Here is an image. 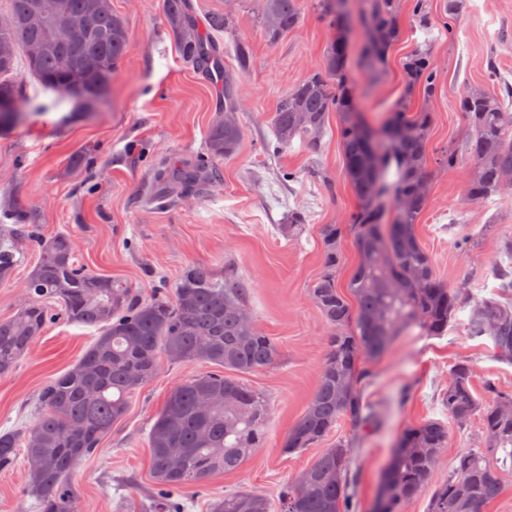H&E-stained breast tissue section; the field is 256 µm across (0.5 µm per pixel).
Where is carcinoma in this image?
Wrapping results in <instances>:
<instances>
[{"label":"carcinoma","instance_id":"cac0c4a2","mask_svg":"<svg viewBox=\"0 0 512 512\" xmlns=\"http://www.w3.org/2000/svg\"><path fill=\"white\" fill-rule=\"evenodd\" d=\"M332 31L319 68L294 84L280 100L273 117L278 153L298 138L317 150L330 113L338 116L337 136L343 151L345 177L358 200L350 229L358 262L348 292L336 281L342 256L340 231L327 224L322 231L323 273L309 288L310 297L328 329L326 352L308 403L289 429L282 452L314 448L329 439L335 427L349 421L369 428L374 410L363 388L373 372L361 362L384 354L395 340L413 330L439 337L462 308L463 292L449 287L436 273L431 255L415 231L429 202L431 163L440 168H468L461 204L478 205L512 191V86L492 92L482 85L464 88L456 100L469 129L461 149L430 155L433 114L414 109L420 90L430 99L438 76L428 43L415 47L404 66V93L386 112L379 127H394L398 135L370 150L358 134L367 122L356 98L362 90L349 76L351 25L341 27L337 0H257L266 38L277 41L298 29L307 2ZM12 26L0 28V43L9 53L0 57V101L18 100L21 86L14 75L17 50L28 49L45 25L74 27L84 18L86 30L62 45L28 57L29 71L45 90L63 95H92L121 68L131 47L126 20L112 12V0H10ZM357 5L362 29L359 61L373 79L386 72L389 54L401 36V0H344ZM466 0H442L440 16L448 34L464 14ZM411 15L418 27L432 28L429 0H413ZM166 17L182 57L199 71L213 62L203 35L186 12V0H166ZM208 30L231 31L236 17L229 11L207 16ZM88 55L102 59V68L85 70ZM236 79L224 72V111L211 123L206 155L165 166L158 178L167 193L179 195L221 180L219 161L240 148L243 131L237 113ZM305 216L288 212L278 227L288 239L304 231ZM27 225L0 230V281L18 266L13 238ZM499 252L508 265L495 264L499 281L491 295L468 301L467 330L472 337H489L496 357L512 363V240ZM71 241L58 233L41 241L38 262L24 282L28 296L10 317L0 319V376L13 372L49 317L45 305L55 300L67 321L94 327L97 336L70 369L48 381L39 396V412L24 430L0 431V472L13 468L19 454L27 460L30 493L40 512H77L80 495L69 474L76 463L100 453L104 439L126 417L131 399L158 375L163 361L203 363L211 370L172 388L148 435L151 474L166 512L174 494L188 486H204L218 474L238 470L263 446L270 420L265 397L241 375L274 365L279 349L262 333L250 313L252 285L234 269L217 276L196 265L182 275L171 300L147 301L121 281L98 276L73 261ZM442 404L448 423L426 420L399 436L377 501L382 509L402 512L428 487L450 437L449 424L465 428L476 418L482 435L448 468V480L433 489L427 512H486L500 497L512 475V390L488 381L482 391L473 384L470 362H456L448 373ZM309 482L294 481L280 493L277 505L252 491H237L213 503L212 512H356L355 473L350 445L338 439L307 467Z\"/></svg>","mask_w":512,"mask_h":512}]
</instances>
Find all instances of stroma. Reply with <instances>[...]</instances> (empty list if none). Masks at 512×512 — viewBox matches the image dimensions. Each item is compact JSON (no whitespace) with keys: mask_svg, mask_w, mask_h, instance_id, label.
I'll list each match as a JSON object with an SVG mask.
<instances>
[{"mask_svg":"<svg viewBox=\"0 0 512 512\" xmlns=\"http://www.w3.org/2000/svg\"><path fill=\"white\" fill-rule=\"evenodd\" d=\"M467 4L453 36L440 24L423 32L411 14H403L402 38L390 53L387 73L362 99L369 121H377L400 97L403 63L427 41L438 69V93L428 101L414 97L412 105L434 114L433 152L464 143L467 125L455 107L460 92L484 83L492 66L512 82V0ZM190 5L201 23L207 14L234 10L235 30L213 33V41L227 70L238 68L239 39L249 43L252 63L237 86L240 148L220 161L218 184L187 198L160 195L156 173L204 153L223 85L183 59L166 23L164 0H112L113 12L128 23L131 49L95 100L37 89L25 59H17L25 92L19 120L0 130V225L13 226L20 208L36 231L15 242L19 263L13 279L0 282V318L25 302L23 283L38 261L41 239L60 232L71 237L76 263L125 282L146 300L172 296L192 265L219 275L230 265L250 280L254 320L280 350L274 367L245 378L269 404L268 438L238 472L179 494L185 512H210L213 502L234 490L277 501L288 481L319 454L310 448L288 455L281 446L315 388L325 353L328 329L309 295L323 270L321 230L327 224L344 229L337 279L346 284L357 263L347 231L357 199L344 176L336 118L328 120L320 152L297 140L279 154L266 151L283 95L322 62L330 31L316 11L306 10L299 29L271 43L257 20L255 0H190ZM290 171L296 180L287 179ZM432 174L416 232L445 283L463 289L468 299L489 295L495 281L488 269L499 257L500 240L512 238V193L464 209L466 168L436 167ZM292 210L303 212L307 229L291 241L277 227ZM464 224L480 231L466 252L455 246ZM467 318V310H459L447 335L402 336L369 361L376 379L365 387L364 398L378 411V426L366 435L346 421L333 433L353 443L360 512H370L402 431L430 419L447 420L440 397L455 362L472 363L475 388L491 380L512 389V364L495 359L490 339L468 336ZM94 334L57 314L48 320L14 372L0 377V431L33 424L40 388L75 364ZM203 370L197 363H163L158 376L134 395L99 455L81 460L71 474L81 488L83 512H149L156 495L148 433L171 389ZM0 512H38L24 463L0 473Z\"/></svg>","mask_w":512,"mask_h":512,"instance_id":"stroma-1","label":"stroma"}]
</instances>
